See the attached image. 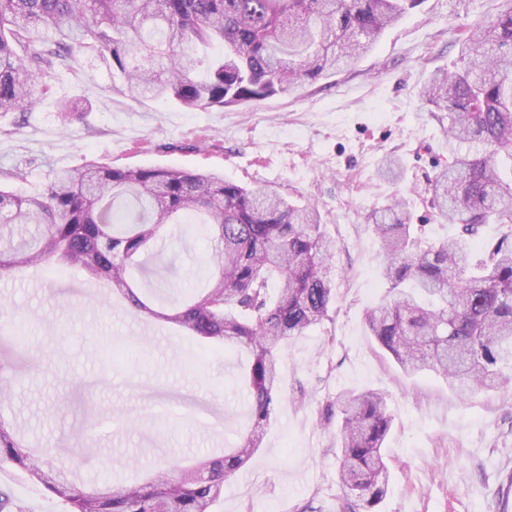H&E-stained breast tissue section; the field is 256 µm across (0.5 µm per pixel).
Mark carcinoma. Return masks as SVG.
<instances>
[{"label":"carcinoma","mask_w":512,"mask_h":512,"mask_svg":"<svg viewBox=\"0 0 512 512\" xmlns=\"http://www.w3.org/2000/svg\"><path fill=\"white\" fill-rule=\"evenodd\" d=\"M424 0H0V112H30L58 75L91 53L111 90L188 108L244 105L297 93L352 66ZM456 69L436 72L423 98L448 113L450 162L429 183L431 204L458 226L444 241L409 223L399 198L373 214L387 295L365 312L379 346L405 371L442 374L468 398L512 385V0L460 31ZM198 218L209 236L201 288L152 303L171 224ZM485 224L502 228L473 258ZM334 242L318 207L269 185L246 188L216 172L87 163L57 172L44 192L0 191V273L79 267L133 316L161 320L209 348L248 358L238 385L250 409L240 443L197 461L136 466L97 490L30 451L0 415V469L10 466L68 512H214L224 480L260 448L281 394L277 362L327 316ZM15 371L0 356V404ZM339 418L338 512H374L388 491L382 445L393 417L373 389L346 391L321 419Z\"/></svg>","instance_id":"obj_1"}]
</instances>
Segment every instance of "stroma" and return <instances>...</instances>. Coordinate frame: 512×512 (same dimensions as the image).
Here are the masks:
<instances>
[{"label": "stroma", "mask_w": 512, "mask_h": 512, "mask_svg": "<svg viewBox=\"0 0 512 512\" xmlns=\"http://www.w3.org/2000/svg\"><path fill=\"white\" fill-rule=\"evenodd\" d=\"M498 0H424L387 30L351 69L275 96L224 109H187L111 91L103 65L62 76L53 97L31 112L0 114V189L45 190L56 170L95 160L115 167L212 170L239 185H271L318 204L335 240L336 299L327 318L283 351L282 395L262 448L224 482L215 512H337L335 425L326 403L348 390L377 389L394 417L385 443L389 489L377 512H512V386L460 400L431 373L405 374L369 336L365 311L386 288L371 214L393 196L433 240L456 233L429 203L430 180L448 164L447 121L420 96L431 74L453 70L458 29L495 14ZM72 99L65 116L57 102ZM397 158L401 178L380 174ZM24 177L10 178L9 169ZM210 242L186 228L168 242L172 281L204 272ZM7 324L0 355L19 337L14 386L4 416L41 449L70 448L89 459L83 476L111 467L234 447L248 406L232 381L233 356L192 346L177 330L129 316L75 268H23L0 275ZM139 342V353L102 359L109 341ZM203 364L195 373L194 364ZM29 512H66L15 472L0 485Z\"/></svg>", "instance_id": "stroma-1"}]
</instances>
